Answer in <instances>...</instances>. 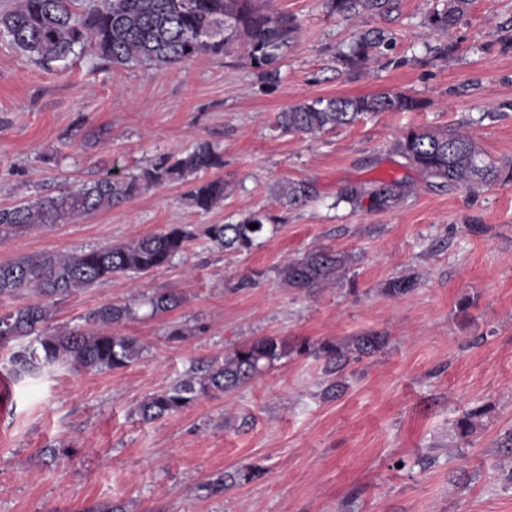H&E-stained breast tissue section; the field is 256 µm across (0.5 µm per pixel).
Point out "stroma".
<instances>
[{
	"label": "stroma",
	"instance_id": "35a3bbf8",
	"mask_svg": "<svg viewBox=\"0 0 512 512\" xmlns=\"http://www.w3.org/2000/svg\"><path fill=\"white\" fill-rule=\"evenodd\" d=\"M442 0H393L358 23L325 0H256L300 27L297 45L262 76L237 49L169 69L111 67L87 56L43 68L0 34V207L54 195L107 171L136 174L205 141L224 157L223 205L190 206L178 181L69 224L0 241V263L128 242L188 224L198 237L147 279L122 276L57 301L53 325L139 294L173 290L179 308L122 325L142 358L117 371L54 367L16 378L0 418V512H512V182L475 190L426 186L390 150L413 126L462 128L512 159V0H471L456 27L425 26ZM394 47L351 70L339 60L358 30ZM391 90L422 100L314 136L275 129L306 100ZM404 179L415 190L384 212L337 203L347 182ZM289 180L316 195L291 207ZM264 211L277 224L248 252L211 248V224ZM480 232H472V225ZM348 254L343 279L283 287L286 259ZM416 289L391 297L392 278ZM188 328L183 340L168 336ZM375 332L386 347L351 362L323 393L324 363L294 354L250 384L179 414L142 422L144 399L191 364L264 336L341 342ZM480 410L463 438L457 421ZM254 479H246L248 471ZM236 482L218 494L205 484Z\"/></svg>",
	"mask_w": 512,
	"mask_h": 512
}]
</instances>
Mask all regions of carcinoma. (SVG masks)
I'll use <instances>...</instances> for the list:
<instances>
[{
	"mask_svg": "<svg viewBox=\"0 0 512 512\" xmlns=\"http://www.w3.org/2000/svg\"><path fill=\"white\" fill-rule=\"evenodd\" d=\"M330 12L347 20L386 10L389 0H326ZM426 18L427 26L448 31L460 23L470 0H442ZM0 32L36 62L48 66L86 52L112 66L154 65L160 69L180 66L207 53H221L241 46L250 65L266 75L271 66L298 37L295 21L282 14L256 8L252 0H100L88 9L79 0H18L0 12ZM393 37L382 31L361 32L341 61L358 69L385 54ZM422 101L404 92H379L362 96H337L304 101L276 117L285 132L312 136L326 129L353 124L359 117L379 112H412ZM391 151L419 171L427 185L473 189L512 182V162L490 158L469 136L457 131L411 127ZM224 167V158L208 142L169 156L137 175L81 181L56 195L0 208V241L53 224H69L97 211L134 200L149 188L179 180L192 183L190 204L208 212L224 202V179H202L198 174ZM411 186L398 179L344 184L336 203L353 210L386 211L409 195ZM306 181L289 180L281 195L290 206L312 198ZM269 216L252 212L236 224H210L204 235L219 250L249 251L267 231ZM258 224L254 230L251 224ZM194 238L184 224L130 242L89 247L68 255L34 253L0 264V299L16 298L30 289L49 299H64L102 285L116 276L135 280L169 267ZM349 263L347 255L313 249L277 268L284 286L313 290L334 280ZM415 276L389 280L384 292L392 297L416 288ZM185 301L176 291H156L131 299L103 304L84 316V323L63 329L47 326L52 317L46 305L16 306L0 313V348L27 338L12 349L9 363L17 377L33 376L46 367L74 371H115L141 359L143 346L134 336L117 331L138 315L142 306L154 316L170 312ZM387 337L366 333L335 343L308 341L291 345L278 337H263L236 346L202 366L191 367L184 378L149 396L135 409L143 421L178 414L205 399L245 386L293 353L325 361V372L336 376L328 387L334 394L343 388V373L353 359L371 357L386 345Z\"/></svg>",
	"mask_w": 512,
	"mask_h": 512,
	"instance_id": "1",
	"label": "carcinoma"
}]
</instances>
